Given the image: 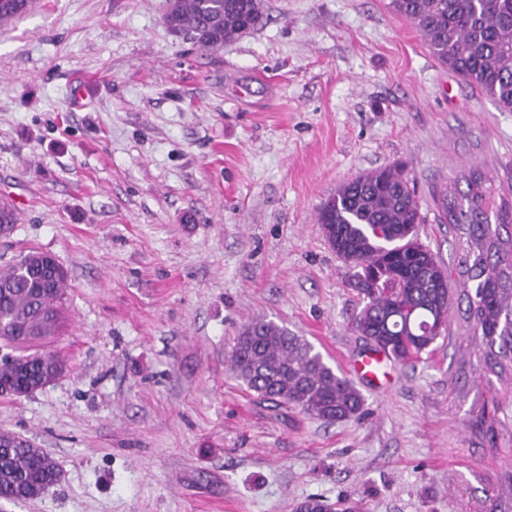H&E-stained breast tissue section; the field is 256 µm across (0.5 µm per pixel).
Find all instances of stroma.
Wrapping results in <instances>:
<instances>
[{
  "label": "stroma",
  "mask_w": 512,
  "mask_h": 512,
  "mask_svg": "<svg viewBox=\"0 0 512 512\" xmlns=\"http://www.w3.org/2000/svg\"><path fill=\"white\" fill-rule=\"evenodd\" d=\"M391 0H265L214 51L174 35L166 0H34L0 27V268L31 251L68 275L67 363L0 398V429L61 470L0 512H512V361L486 364L454 291L447 331L361 416L326 423L229 373L243 325L271 320L340 372L354 271L320 205L402 165L419 238L456 270L462 233L436 195L476 169L512 193V110L429 52Z\"/></svg>",
  "instance_id": "35a3bbf8"
}]
</instances>
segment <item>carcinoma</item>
I'll return each mask as SVG.
<instances>
[{
    "mask_svg": "<svg viewBox=\"0 0 512 512\" xmlns=\"http://www.w3.org/2000/svg\"><path fill=\"white\" fill-rule=\"evenodd\" d=\"M419 30L431 54L462 79L512 109V0H391ZM22 0H0V26L26 13ZM169 25L203 50L253 29L263 0H167ZM467 190L449 187L436 203L463 230L459 287L464 320L481 337L486 358L512 359V199L495 196L477 171ZM321 205L317 223L334 226L331 249L348 266L381 275L362 295L355 332L405 365L447 330L454 293L451 275L418 235L421 216L405 169L391 165L360 173ZM67 273L31 251L0 269V340L19 352L0 365V397L33 393L59 378L65 365L39 349L62 325ZM229 372L276 405L337 422L363 411L364 397L305 339L272 321L246 324L228 357ZM60 475L57 463L31 441L0 431V500L41 496Z\"/></svg>",
    "mask_w": 512,
    "mask_h": 512,
    "instance_id": "obj_1",
    "label": "carcinoma"
}]
</instances>
